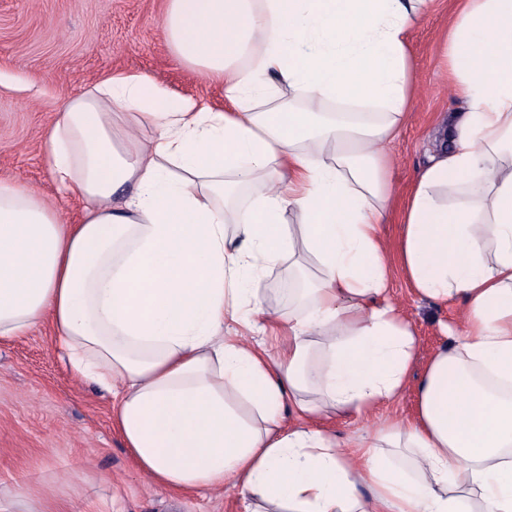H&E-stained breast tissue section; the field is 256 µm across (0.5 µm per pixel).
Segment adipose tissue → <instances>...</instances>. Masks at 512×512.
<instances>
[{
    "instance_id": "ef3b65f1",
    "label": "adipose tissue",
    "mask_w": 512,
    "mask_h": 512,
    "mask_svg": "<svg viewBox=\"0 0 512 512\" xmlns=\"http://www.w3.org/2000/svg\"><path fill=\"white\" fill-rule=\"evenodd\" d=\"M422 3L167 0L170 53L223 82L225 109L111 74L47 133L51 178L87 202L76 223L0 177V339L50 320L73 370L113 390L124 446L157 485L230 486L241 512H512V0H464L449 25L462 109L393 246L416 295L463 300L465 330L429 355L414 420L349 450L313 424L395 399L415 363L381 226ZM274 88L299 109L268 105ZM307 258L318 278L270 310L255 281ZM228 321L281 327L280 355Z\"/></svg>"
}]
</instances>
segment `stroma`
Masks as SVG:
<instances>
[{
    "label": "stroma",
    "instance_id": "1",
    "mask_svg": "<svg viewBox=\"0 0 512 512\" xmlns=\"http://www.w3.org/2000/svg\"><path fill=\"white\" fill-rule=\"evenodd\" d=\"M458 9V0H433L410 31L415 89L401 134L387 146L400 199L437 147L439 116L459 106L442 58ZM163 11L164 0H0V177L37 190L64 219L77 220L86 203L58 192L45 140L64 98L108 71L148 74L174 96L223 110V84L188 71L169 52ZM389 292L414 327L415 368L401 394L370 414L320 419L343 441L368 437L387 420L414 418L427 358L446 341L440 326L462 321V300L420 298L399 276ZM239 509L236 489L177 493L142 473L115 429L111 393L74 374L48 324L0 342V512Z\"/></svg>",
    "mask_w": 512,
    "mask_h": 512
}]
</instances>
